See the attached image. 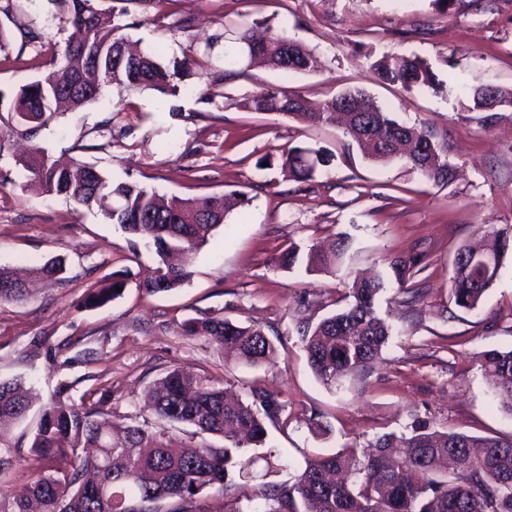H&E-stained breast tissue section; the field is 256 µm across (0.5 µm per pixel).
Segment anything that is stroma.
Here are the masks:
<instances>
[{
  "mask_svg": "<svg viewBox=\"0 0 512 512\" xmlns=\"http://www.w3.org/2000/svg\"><path fill=\"white\" fill-rule=\"evenodd\" d=\"M119 13L141 47L167 61L188 45L211 50L219 93L208 103L179 91L130 94L132 111L118 109L109 91L97 102L60 116L35 140L0 139V266L26 271L50 258L66 260L61 281L36 282L21 302L0 303V380L24 378L35 396L25 419L0 432L14 468L0 476L9 495L47 464L34 461L31 437L61 383L72 400L107 392L114 422L139 413L145 389L174 367L203 372L249 399L260 388L286 404L267 422L265 451L287 454L288 479L307 459L347 444L366 445L385 432L409 430L414 419L431 428L484 436L512 433L508 414L483 376L479 359L512 347V253L479 310L456 306L450 291L457 249L478 226H512V118L485 126L468 98L472 86L512 90V0H98ZM283 30L318 60L310 72L284 73L238 64L224 70V46L213 43L224 20ZM30 27L38 45L13 37L0 51V89L15 90L48 71L42 43L64 42L67 30L51 0H16L0 26ZM416 55L432 66L438 89L405 92L376 80L370 60ZM277 85L321 101L364 88L402 123L429 128L448 148L459 175L448 185L429 181L402 162L365 158L340 128L246 112L237 102ZM130 127L115 140L108 129ZM62 160L97 164L116 181H134L168 196L202 198L232 190L250 203L233 212L197 253L181 288L146 293L159 265L154 250L133 248L127 234L97 210L77 208L31 186L18 157L29 145ZM295 146L330 150L332 164L314 180L285 178L280 165L262 169ZM350 235L344 270L308 274L279 267L290 244L308 249ZM412 251L426 256L413 296L390 283L377 302L393 334L365 379L341 388L312 373L297 331L333 312L353 275L385 267ZM118 274L122 295L104 306L83 303L88 285ZM221 315L263 329L278 340L275 354L249 367L226 359L202 336L180 332L187 320ZM331 427L318 436L311 416Z\"/></svg>",
  "mask_w": 512,
  "mask_h": 512,
  "instance_id": "obj_1",
  "label": "stroma"
}]
</instances>
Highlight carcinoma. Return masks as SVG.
I'll use <instances>...</instances> for the list:
<instances>
[{"label": "carcinoma", "mask_w": 512, "mask_h": 512, "mask_svg": "<svg viewBox=\"0 0 512 512\" xmlns=\"http://www.w3.org/2000/svg\"><path fill=\"white\" fill-rule=\"evenodd\" d=\"M70 33L63 48L51 45L50 70L0 100H8V134L29 138L50 126L61 114L99 99L111 87L118 93L153 90L175 95V80L195 75L190 88L200 99L214 102L217 94L205 76L211 67V46L202 52L190 45L183 58L168 65L152 52L131 53L127 29L131 25L99 10L94 0H52ZM232 46L224 50V64L260 58L280 71L307 72L314 59L301 43L284 31L254 38L243 26L232 30ZM379 80L411 92L435 88L436 73L417 56L385 55L371 62ZM473 108L487 112L493 124L512 112V91L488 87L471 92ZM237 106L249 112L275 113L301 119L317 111L326 125L341 122L345 137L372 160L402 161L436 184L448 185L454 165L448 149L425 127L406 125L392 117L365 90L348 88L314 105L298 92L265 86L243 97ZM0 130V136L5 133ZM334 154L323 148L293 147L281 156L288 179L307 182L331 165ZM44 192L87 209L95 208L117 224L137 244L156 249L162 267L145 284L150 293L179 288L191 275L198 249L227 217L249 204L241 192L203 199H169L129 182H115L93 163L75 161L60 166L39 146L21 160ZM351 247L350 237L323 250L312 247L305 272L334 274ZM512 251V228H482L479 238L456 252L449 277L457 306L478 308ZM418 255L396 256L386 269L365 279L355 277L346 305L316 325H306L302 342L308 365L324 384L367 376L392 335L376 308L378 296L393 278L411 293L408 283L420 271ZM64 261L54 258L36 268L43 279L61 280ZM123 284L107 278L89 286L85 302L104 305L121 295ZM25 283L0 268V303L21 301ZM187 336H204L231 359L257 366L275 352V340L262 329L240 326L222 316L191 319L182 325ZM496 392L508 399L512 414V348L491 349L479 360ZM68 387L46 406L33 432L31 448L38 458L53 462L21 491L0 495V512H30L36 501L42 512H208L198 496L214 486L235 494L237 507L229 512H512V434L474 437L462 432L430 429L420 421L407 433H384L368 449L352 444L306 461L294 481L263 482L251 490L229 479V468L248 469L253 459L242 450L266 443L265 421L279 418L285 404L261 389L251 401H229L224 388L206 376L174 368L143 398L141 412L154 418V427L137 417L121 428L101 406L108 394L93 390L80 402L67 400ZM32 405L31 387L21 378L0 381V427L24 419ZM174 424L195 428L198 434L224 439V446L188 445L174 453L165 429Z\"/></svg>", "instance_id": "1"}]
</instances>
